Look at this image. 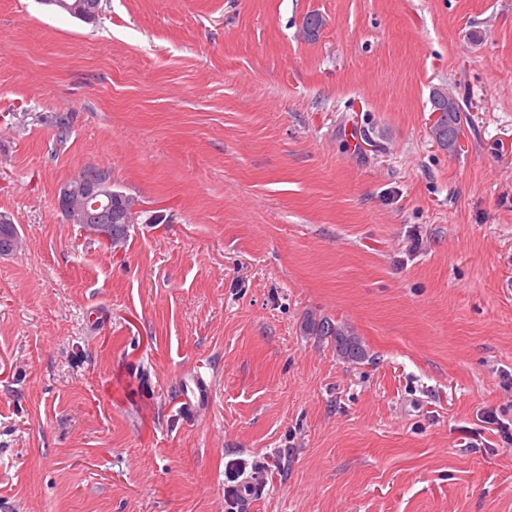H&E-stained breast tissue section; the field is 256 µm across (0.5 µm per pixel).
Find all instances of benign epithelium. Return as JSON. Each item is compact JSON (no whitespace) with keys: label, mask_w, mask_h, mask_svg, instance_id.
Returning a JSON list of instances; mask_svg holds the SVG:
<instances>
[{"label":"benign epithelium","mask_w":512,"mask_h":512,"mask_svg":"<svg viewBox=\"0 0 512 512\" xmlns=\"http://www.w3.org/2000/svg\"><path fill=\"white\" fill-rule=\"evenodd\" d=\"M57 206L67 222L93 224L97 221L93 210L112 211V181L104 171L67 180L58 188Z\"/></svg>","instance_id":"benign-epithelium-1"}]
</instances>
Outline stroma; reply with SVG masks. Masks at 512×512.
<instances>
[{"label": "stroma", "mask_w": 512, "mask_h": 512, "mask_svg": "<svg viewBox=\"0 0 512 512\" xmlns=\"http://www.w3.org/2000/svg\"><path fill=\"white\" fill-rule=\"evenodd\" d=\"M101 5L0 0V512H231L237 461L252 512H512V0ZM61 6H54L59 13L69 15L71 17L74 16L75 9L78 7H82L86 13L85 20H95L98 17L99 12L101 11V0H60ZM77 18V17H75ZM451 99L448 97L447 102L436 100L432 97V112L441 110L437 124L435 126L436 143L444 150H450L459 141L461 132V114L459 105H455L454 109L448 112V105ZM453 151V150H450ZM112 181L104 171H94L90 176L81 178L74 177L63 182L57 193V206L59 211L65 217L68 223L94 224L99 218L104 222L105 228L112 240V247L126 242L129 224L126 223L118 213H122L128 202L134 199L131 196L117 191L121 196H117L112 202ZM93 209L100 206L110 213L97 216L89 208L91 202ZM98 217V218H97ZM112 219V224L111 223ZM306 330L310 335L330 338L337 356L349 363H359L367 358V351L361 339L345 322L334 323L327 318L318 321L307 320Z\"/></svg>", "instance_id": "stroma-1"}]
</instances>
